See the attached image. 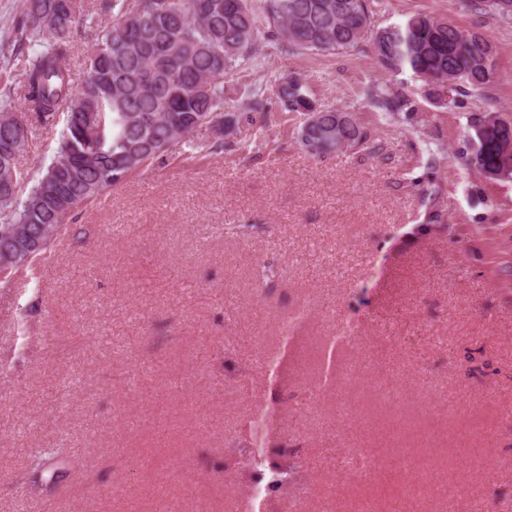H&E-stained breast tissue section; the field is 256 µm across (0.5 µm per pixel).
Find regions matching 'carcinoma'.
I'll list each match as a JSON object with an SVG mask.
<instances>
[{
	"instance_id": "obj_1",
	"label": "carcinoma",
	"mask_w": 512,
	"mask_h": 512,
	"mask_svg": "<svg viewBox=\"0 0 512 512\" xmlns=\"http://www.w3.org/2000/svg\"><path fill=\"white\" fill-rule=\"evenodd\" d=\"M501 0H471V8L512 20ZM112 22L91 43L81 85L72 84L65 60L70 38L93 20L83 0H26L11 43L0 45V75L21 56V91L4 88L0 105V279L45 253L68 222L110 193L147 162L164 164L201 127L212 148L232 145L239 116L224 107V77L252 59L259 40L306 51H330L372 37L381 65L410 70L428 83L453 82L478 91L496 74V51L479 33L417 14L376 28L367 0H112ZM20 95L24 105H14ZM281 106L306 116L298 141L314 153L362 146L367 133L348 112L316 105L302 78L276 79ZM365 94L380 110L400 112L402 92L375 83ZM250 111L262 113L268 96L260 85L244 88ZM61 126L51 163L25 195L15 157L29 123ZM467 136L470 163L488 178L512 169V123L476 115ZM256 486L279 490L298 479L299 462L247 456Z\"/></svg>"
}]
</instances>
